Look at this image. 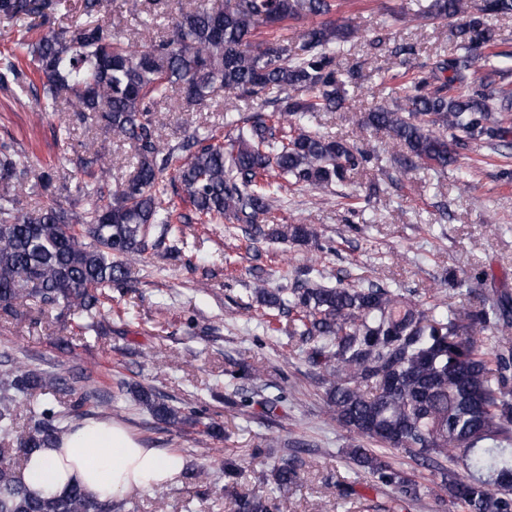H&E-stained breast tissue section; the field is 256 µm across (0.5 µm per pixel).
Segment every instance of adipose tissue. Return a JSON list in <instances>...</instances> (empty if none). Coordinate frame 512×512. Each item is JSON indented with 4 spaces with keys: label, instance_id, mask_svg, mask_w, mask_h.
Returning <instances> with one entry per match:
<instances>
[{
    "label": "adipose tissue",
    "instance_id": "obj_1",
    "mask_svg": "<svg viewBox=\"0 0 512 512\" xmlns=\"http://www.w3.org/2000/svg\"><path fill=\"white\" fill-rule=\"evenodd\" d=\"M181 468L178 456L143 447L121 424L87 420L63 434L58 447L36 452L22 479L41 496L60 494L77 484L104 499L165 488Z\"/></svg>",
    "mask_w": 512,
    "mask_h": 512
}]
</instances>
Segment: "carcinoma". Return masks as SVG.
Here are the masks:
<instances>
[{
  "mask_svg": "<svg viewBox=\"0 0 512 512\" xmlns=\"http://www.w3.org/2000/svg\"><path fill=\"white\" fill-rule=\"evenodd\" d=\"M107 0H0V22L16 26L12 46L0 50V83L31 95L43 112L65 110L112 137L130 141L134 170L115 190L112 161L104 154L70 158V122L53 131L60 160L80 174L78 191L94 201L81 210L64 206L57 170L36 180L47 200L28 201L31 165L12 141L0 142V309L24 305L61 308L95 331L112 313V289L149 246L150 228L182 253L177 196L199 224L227 219L251 239L316 242L312 224L261 223L290 186L327 188L366 167L373 154L355 143L309 131L305 118L334 112L345 101L343 86L359 72L337 70L343 44L355 37L350 24L331 19L336 0H229L224 5L179 10L166 36L141 46L121 39L105 18ZM80 17L66 27L50 20L59 11ZM512 15V0H433L424 17L444 22L457 52L417 70L390 74L392 105L365 113L363 123L385 130L403 147L404 169L419 164L440 171L456 162L450 150L477 141L512 148V70L495 65L512 51L499 49L487 18ZM307 17L322 21L299 31L301 43L258 38L262 28ZM263 100L287 92L288 107L239 125L220 137L206 131L175 146L157 139V105L173 93L187 106L206 104L215 86ZM180 191L168 193L166 176ZM256 301L307 345L308 363L324 386L330 419L357 436L349 458L381 488L403 500L420 495L411 475L380 449L400 450L440 472L441 486L460 512H512V348L500 336L512 330V297H480L464 314L423 307L396 288L374 282L327 287L312 265L297 271L288 289L258 282ZM78 393L73 409L100 397L86 384L75 389L62 374L30 369L23 360L0 364V442L15 433L16 410L37 389ZM158 421L181 424L186 416L150 388L119 382ZM82 419L46 404L32 410L31 426L16 448L0 447V512H115L113 499H96L73 486L61 495L36 497L13 461L29 462L54 447ZM265 496L224 494L236 512H281L299 480L295 461L264 476Z\"/></svg>",
  "mask_w": 512,
  "mask_h": 512,
  "instance_id": "1",
  "label": "carcinoma"
}]
</instances>
